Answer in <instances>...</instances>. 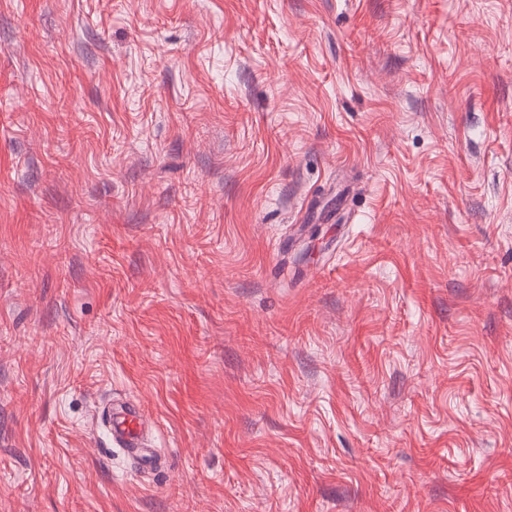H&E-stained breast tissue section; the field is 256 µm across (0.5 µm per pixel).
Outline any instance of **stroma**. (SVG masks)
<instances>
[{"label": "stroma", "mask_w": 512, "mask_h": 512, "mask_svg": "<svg viewBox=\"0 0 512 512\" xmlns=\"http://www.w3.org/2000/svg\"><path fill=\"white\" fill-rule=\"evenodd\" d=\"M0 512H512V0H0ZM108 420L111 443L122 448L143 467H153L155 460L151 448H144V413L140 406L126 402L112 404Z\"/></svg>", "instance_id": "stroma-1"}]
</instances>
